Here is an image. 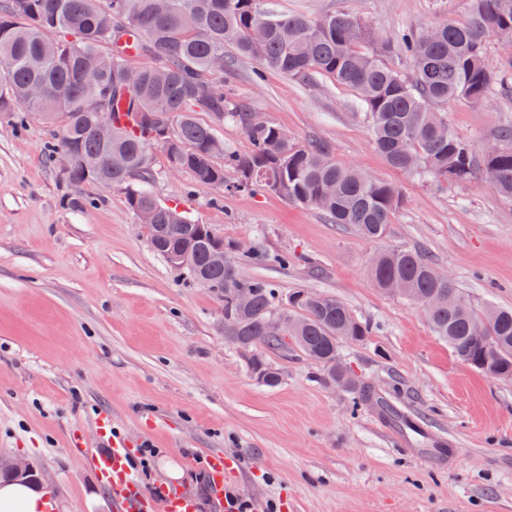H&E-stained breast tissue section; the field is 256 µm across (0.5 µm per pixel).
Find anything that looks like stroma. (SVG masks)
I'll return each mask as SVG.
<instances>
[{
  "label": "stroma",
  "mask_w": 512,
  "mask_h": 512,
  "mask_svg": "<svg viewBox=\"0 0 512 512\" xmlns=\"http://www.w3.org/2000/svg\"><path fill=\"white\" fill-rule=\"evenodd\" d=\"M318 19L355 16L382 37L459 22L468 0H269ZM225 93L298 142L321 140L339 163L397 186L387 237L373 242L274 193L224 194L155 165L153 191L231 243L289 256L245 275L343 301L370 334L340 355L399 415L357 407L322 382L297 349L269 353L279 386L258 382L224 337V308L155 254L121 190L73 186L45 159L38 119L17 130L0 118V459L22 460L51 489L54 512H114L92 453L97 426L133 447L147 489L174 484L199 512H214L203 462L223 453L226 490L251 512H512V382L470 369L435 336L415 305L375 288L371 255L430 252L476 308L512 307V201L482 178L444 191L391 167L374 148L355 92L259 71L236 57ZM474 146L512 125V94L492 85L481 105L448 108ZM88 199L83 209L67 198ZM154 448L141 459L139 451ZM183 472L170 481L166 463Z\"/></svg>",
  "instance_id": "obj_1"
}]
</instances>
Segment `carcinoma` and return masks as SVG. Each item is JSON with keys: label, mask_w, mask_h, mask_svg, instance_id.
Here are the masks:
<instances>
[{"label": "carcinoma", "mask_w": 512, "mask_h": 512, "mask_svg": "<svg viewBox=\"0 0 512 512\" xmlns=\"http://www.w3.org/2000/svg\"><path fill=\"white\" fill-rule=\"evenodd\" d=\"M492 35L512 37V0H470L464 21L441 25L431 38L420 27L394 41L344 12L312 20L271 10L264 0H0V114L20 125L30 114L39 116L49 128L46 156L57 166L70 154L96 160L94 169L78 165L61 174L75 186L118 188L134 213L151 211L156 227L148 241L156 254L166 259L190 248L189 262L174 270L224 303L228 341L280 352L285 345L266 331L267 320L278 317L294 346L331 383L344 372L340 343L365 340L369 328L332 295L295 291L294 300L284 305L272 283L241 271L256 263L286 266V253L253 247L230 266L215 265L209 226L190 219L176 203H161L153 193V149L162 151L166 167L189 174L196 185L222 192H273L320 210L330 223L350 226L366 240L386 237L401 202L393 185L336 163L321 142L286 139L282 129L227 96L209 94L229 67L224 47L230 46L262 70L300 80L327 77L353 90L372 142L391 167L444 189L479 175L512 199V128L497 136L498 151L475 156L450 130L446 112L460 100L486 101L494 81L486 62ZM373 45L404 52L411 76L368 51ZM87 56L98 58L94 84L82 75ZM132 56L155 64L141 67L139 82L128 90ZM217 56L223 58L220 71L212 69ZM36 83L44 91L38 101L29 97ZM144 112L168 124L169 142L156 138L141 118ZM201 112L210 121L200 120ZM61 113L68 122L58 127L53 117ZM101 121L112 126L108 142L96 136ZM226 121L242 126L248 153L233 151L219 138L217 126ZM228 171L236 174L231 182L224 180ZM438 270L415 248L383 249L377 263L369 265L374 286L420 306L435 335L459 361L511 380L512 308L487 307V331L482 337L473 334L471 300ZM241 291L250 296L245 307L237 301Z\"/></svg>", "instance_id": "obj_1"}]
</instances>
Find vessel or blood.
I'll use <instances>...</instances> for the list:
<instances>
[{
    "mask_svg": "<svg viewBox=\"0 0 512 512\" xmlns=\"http://www.w3.org/2000/svg\"><path fill=\"white\" fill-rule=\"evenodd\" d=\"M99 428L108 434L109 450L92 456V465L101 482L112 489L115 498L123 507V512H197L195 501L184 497L176 489L162 487L151 493L145 492L127 463L129 443L109 434L107 419H100ZM207 474L214 502L225 505L223 454L209 456Z\"/></svg>",
    "mask_w": 512,
    "mask_h": 512,
    "instance_id": "b4317fda",
    "label": "vessel or blood"
}]
</instances>
